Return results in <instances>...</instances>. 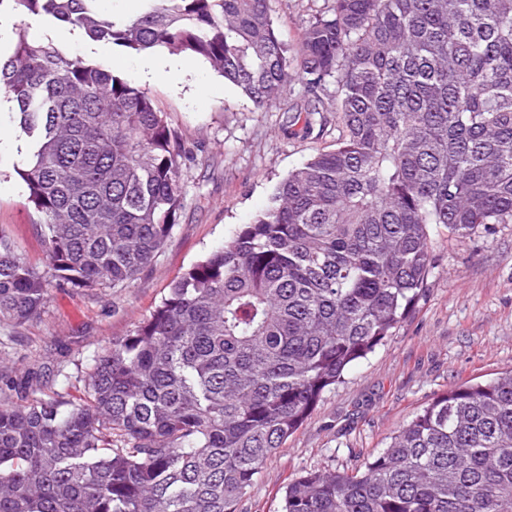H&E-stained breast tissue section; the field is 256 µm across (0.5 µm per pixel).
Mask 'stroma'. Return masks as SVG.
Instances as JSON below:
<instances>
[{"mask_svg": "<svg viewBox=\"0 0 512 512\" xmlns=\"http://www.w3.org/2000/svg\"><path fill=\"white\" fill-rule=\"evenodd\" d=\"M324 0H271L270 13L288 44H296ZM12 9L0 11L10 56ZM31 39L57 41L62 30L40 17L24 20ZM88 63L112 64L113 73L136 81L192 153L183 168L187 191L179 224L156 262L124 288L87 290L50 284L38 318L0 326V360L13 375L41 371L48 386L66 391L70 377L93 356L130 333L167 296L173 281L224 245L269 203L276 185L322 151L338 133L288 136L284 115L306 108L300 84L286 102L259 109L240 88L200 56L169 77L140 79L141 56L97 43L74 49ZM26 152L22 141L0 148V231L15 240L26 260L44 267L38 216L25 202L15 172ZM434 265L415 309L388 340L326 391L303 425L266 462L241 503V512H282L286 485L314 470L354 471L397 428L449 388L486 381L512 369V224L477 230L460 239L445 227L431 232Z\"/></svg>", "mask_w": 512, "mask_h": 512, "instance_id": "obj_1", "label": "stroma"}]
</instances>
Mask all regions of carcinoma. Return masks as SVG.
<instances>
[{"label":"carcinoma","instance_id":"carcinoma-1","mask_svg":"<svg viewBox=\"0 0 512 512\" xmlns=\"http://www.w3.org/2000/svg\"><path fill=\"white\" fill-rule=\"evenodd\" d=\"M0 0L141 53L205 58L258 108L293 81L289 117L339 136L128 335L76 394L27 370L0 395V512H238L323 393L392 336L432 268L429 229L512 224V0H328L295 54L270 0ZM0 90L29 147L17 174L46 263L69 288H115L180 223L188 150L153 100L100 63L16 27ZM49 280L0 232V325L38 317ZM283 512H512V372L461 385L400 426L364 470L310 471Z\"/></svg>","mask_w":512,"mask_h":512}]
</instances>
